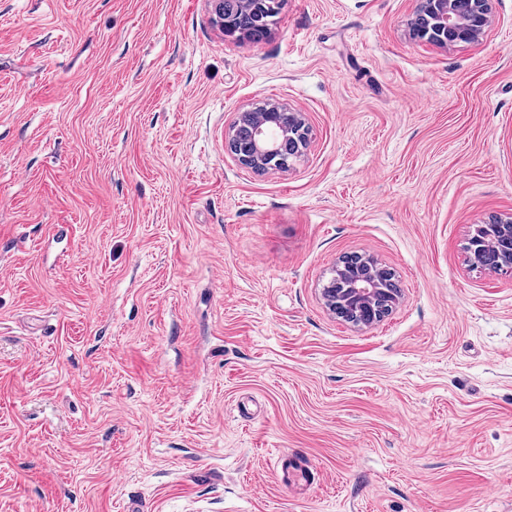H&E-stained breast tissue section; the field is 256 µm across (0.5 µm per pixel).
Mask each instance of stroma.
<instances>
[{"label":"stroma","instance_id":"stroma-1","mask_svg":"<svg viewBox=\"0 0 512 512\" xmlns=\"http://www.w3.org/2000/svg\"><path fill=\"white\" fill-rule=\"evenodd\" d=\"M417 0H0V512H512V0L476 43ZM310 128L288 170L239 112ZM395 272L357 328L341 257ZM313 484L276 479L279 452ZM214 9V20L221 18L219 26L224 31V37L230 39H238L245 37L243 32H236L232 29V13L236 4L240 3L239 0H211ZM224 5V17L225 26L223 23V11L222 6ZM275 15V14H274ZM274 15H265L260 11L254 9L252 3L239 4L236 11L234 12V22L236 27L244 31H249L253 35V40L260 41L267 34L270 22H267ZM266 112L254 124L252 141L244 147L237 146L236 133L245 122L254 119L255 111L246 110L240 112L227 135V150L240 164L256 168L259 172L269 170H286L291 162H283L278 157L281 150H285L294 140L305 136L307 127L303 115L295 112L288 106L271 103L264 108ZM277 112H290L295 117V124L286 126H274L271 118ZM496 225L495 227L498 229V236L495 237H487L482 236L481 231L487 228V225ZM470 239L475 240V247L477 249L486 245H501L505 250H507L511 254L512 248V213L506 214L500 217L494 218L488 224H480L476 225L475 232L471 236ZM509 254V257L506 261L505 270L512 272V259Z\"/></svg>","mask_w":512,"mask_h":512}]
</instances>
